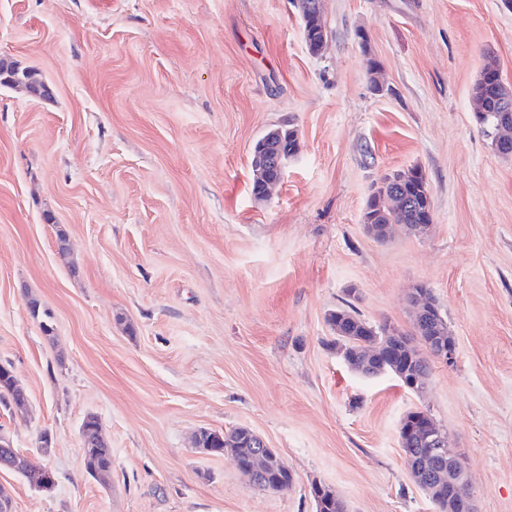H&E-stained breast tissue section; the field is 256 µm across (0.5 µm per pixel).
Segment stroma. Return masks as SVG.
I'll return each instance as SVG.
<instances>
[{"instance_id": "35a3bbf8", "label": "stroma", "mask_w": 512, "mask_h": 512, "mask_svg": "<svg viewBox=\"0 0 512 512\" xmlns=\"http://www.w3.org/2000/svg\"><path fill=\"white\" fill-rule=\"evenodd\" d=\"M323 20L313 55L291 0H0V58L51 90L0 87V362L30 402L0 405V431L56 481L0 471L12 512H316L315 482L346 512H436L398 439L416 409L464 459L476 512H512V155L472 101L488 59L512 87V9L323 0ZM285 126L298 151L256 200L254 145ZM416 166L429 234L377 241L372 186ZM418 285L454 365L432 362L420 393L351 370L327 315L409 335ZM89 413L105 486L84 470ZM237 427L278 450L288 488L192 443ZM98 423L99 436L106 442L98 416L89 414L82 422L83 464L85 472L91 478L101 485H106L109 484L112 475V449L108 444H99L97 442Z\"/></svg>"}]
</instances>
